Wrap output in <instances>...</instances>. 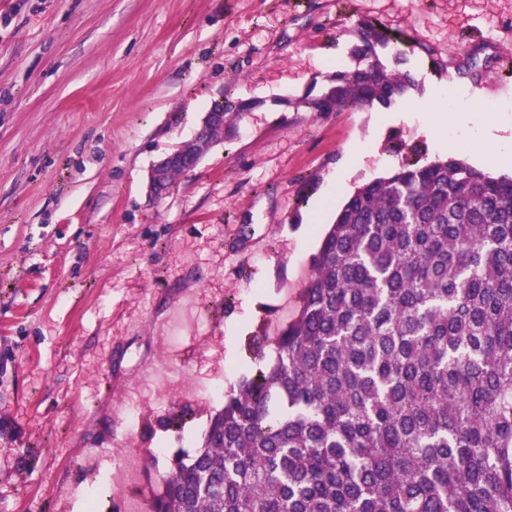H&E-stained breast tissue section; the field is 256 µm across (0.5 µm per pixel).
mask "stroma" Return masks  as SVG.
Here are the masks:
<instances>
[{
  "instance_id": "35a3bbf8",
  "label": "stroma",
  "mask_w": 512,
  "mask_h": 512,
  "mask_svg": "<svg viewBox=\"0 0 512 512\" xmlns=\"http://www.w3.org/2000/svg\"><path fill=\"white\" fill-rule=\"evenodd\" d=\"M363 21L416 88L296 109ZM470 53L478 79H454ZM508 58L512 0H0V512H145L214 388L263 367L255 338L295 314L355 187L441 158L414 103L451 83L441 111L512 125ZM226 97L257 107L151 199Z\"/></svg>"
}]
</instances>
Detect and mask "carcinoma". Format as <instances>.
<instances>
[{
  "label": "carcinoma",
  "instance_id": "1",
  "mask_svg": "<svg viewBox=\"0 0 512 512\" xmlns=\"http://www.w3.org/2000/svg\"><path fill=\"white\" fill-rule=\"evenodd\" d=\"M358 39L296 107L369 112L415 87L383 30ZM243 115L224 101L212 139ZM272 351L149 512H512V178L449 159L357 187Z\"/></svg>",
  "mask_w": 512,
  "mask_h": 512
}]
</instances>
